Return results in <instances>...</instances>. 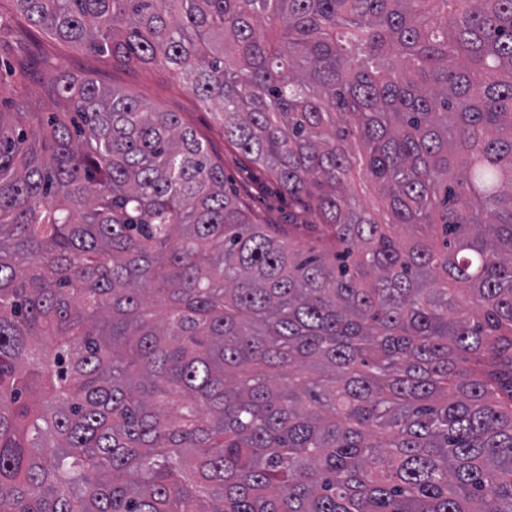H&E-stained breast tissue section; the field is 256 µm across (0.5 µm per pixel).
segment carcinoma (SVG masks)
<instances>
[{"mask_svg": "<svg viewBox=\"0 0 512 512\" xmlns=\"http://www.w3.org/2000/svg\"><path fill=\"white\" fill-rule=\"evenodd\" d=\"M15 3L176 74L322 249L176 112L0 111V512H512V0Z\"/></svg>", "mask_w": 512, "mask_h": 512, "instance_id": "cac0c4a2", "label": "carcinoma"}]
</instances>
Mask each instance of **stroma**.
<instances>
[{"instance_id":"stroma-1","label":"stroma","mask_w":512,"mask_h":512,"mask_svg":"<svg viewBox=\"0 0 512 512\" xmlns=\"http://www.w3.org/2000/svg\"><path fill=\"white\" fill-rule=\"evenodd\" d=\"M23 66L32 68L33 79L19 80L18 71ZM60 74L88 76L160 109L179 113L185 125L210 145L213 159L223 164L228 186L236 190L250 189L256 205L267 211L273 223H287V198L263 190V172L251 168L236 149L225 143L213 111L203 106L166 68L115 65L111 59L90 54L31 28L13 0H0V110L10 112L21 104L31 112H51L53 106L42 97L40 83Z\"/></svg>"}]
</instances>
